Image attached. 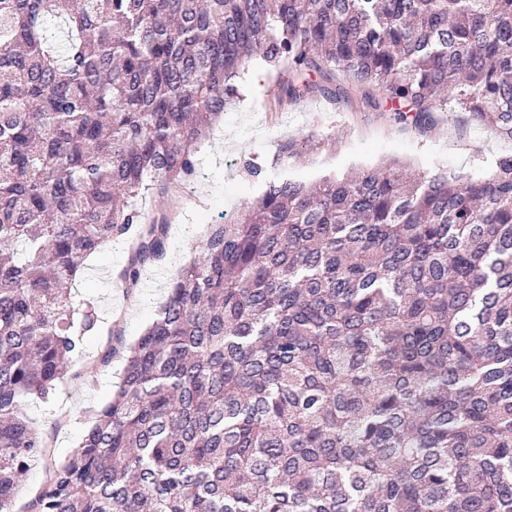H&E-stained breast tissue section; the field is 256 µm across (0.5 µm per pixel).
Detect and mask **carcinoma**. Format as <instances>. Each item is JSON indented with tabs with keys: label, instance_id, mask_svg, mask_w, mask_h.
<instances>
[{
	"label": "carcinoma",
	"instance_id": "cac0c4a2",
	"mask_svg": "<svg viewBox=\"0 0 512 512\" xmlns=\"http://www.w3.org/2000/svg\"><path fill=\"white\" fill-rule=\"evenodd\" d=\"M63 18V46L45 22ZM297 101L427 129L453 101L512 141V0H0V512L47 457L49 399L98 329L69 285L195 171L252 60ZM280 145L241 217L211 225L29 512H512V155L490 175L396 161L306 182Z\"/></svg>",
	"mask_w": 512,
	"mask_h": 512
}]
</instances>
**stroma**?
<instances>
[{"mask_svg": "<svg viewBox=\"0 0 512 512\" xmlns=\"http://www.w3.org/2000/svg\"><path fill=\"white\" fill-rule=\"evenodd\" d=\"M241 82V98L227 106L196 145V170L184 183L166 191L152 190L137 199L144 220L166 216L169 232L164 256L142 268L135 295L126 294L119 278L130 255V241L111 245L87 258L71 290L74 303L93 302L101 328L89 337L82 356L74 360L49 401L26 397L22 412L45 439L50 454L36 462L15 501L23 506L42 488L47 466L67 458L89 426L91 410L105 405L117 390L123 355L105 359L112 330L135 341L155 318L181 270L201 255L209 225L240 216L259 185L245 168L247 161L270 165L282 141L309 138L310 155L294 166L299 177L347 174L350 168L376 165L390 157L408 163L417 173L449 172L464 177L490 173L497 158L512 154V141L474 124L458 108L439 112L426 131L394 120L391 113L371 107L362 87L332 101L313 92L288 101L279 70L256 63Z\"/></svg>", "mask_w": 512, "mask_h": 512, "instance_id": "stroma-1", "label": "stroma"}]
</instances>
